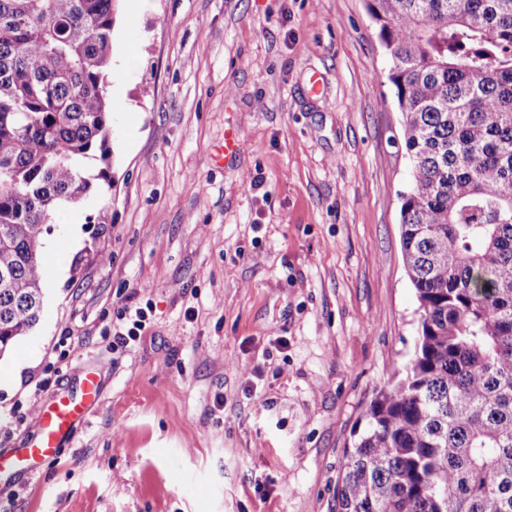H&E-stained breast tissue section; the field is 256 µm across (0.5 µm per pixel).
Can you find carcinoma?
Instances as JSON below:
<instances>
[{
	"mask_svg": "<svg viewBox=\"0 0 512 512\" xmlns=\"http://www.w3.org/2000/svg\"><path fill=\"white\" fill-rule=\"evenodd\" d=\"M116 0H0V357L40 321L52 215L111 187ZM411 184L418 339L346 449L336 512H512V0H369Z\"/></svg>",
	"mask_w": 512,
	"mask_h": 512,
	"instance_id": "obj_1",
	"label": "carcinoma"
}]
</instances>
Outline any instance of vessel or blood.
I'll return each instance as SVG.
<instances>
[{
  "label": "vessel or blood",
  "instance_id": "1",
  "mask_svg": "<svg viewBox=\"0 0 512 512\" xmlns=\"http://www.w3.org/2000/svg\"><path fill=\"white\" fill-rule=\"evenodd\" d=\"M99 395L96 373L84 375L78 389L58 396L50 405L40 407L36 414L39 430L37 439L14 449L9 456H0V478L41 460L54 459L60 442L69 434L76 421L82 419Z\"/></svg>",
  "mask_w": 512,
  "mask_h": 512
}]
</instances>
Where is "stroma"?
<instances>
[{
	"label": "stroma",
	"instance_id": "1",
	"mask_svg": "<svg viewBox=\"0 0 512 512\" xmlns=\"http://www.w3.org/2000/svg\"><path fill=\"white\" fill-rule=\"evenodd\" d=\"M111 58L112 187L51 219L41 319L0 361V451L85 373L101 392L0 512H336L418 321L366 0H119ZM132 302L153 311L114 345Z\"/></svg>",
	"mask_w": 512,
	"mask_h": 512
}]
</instances>
